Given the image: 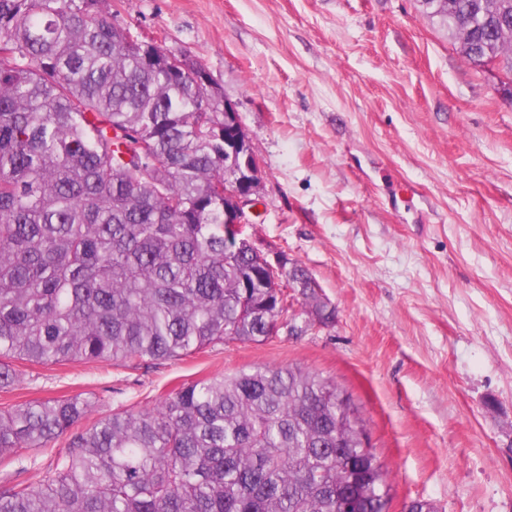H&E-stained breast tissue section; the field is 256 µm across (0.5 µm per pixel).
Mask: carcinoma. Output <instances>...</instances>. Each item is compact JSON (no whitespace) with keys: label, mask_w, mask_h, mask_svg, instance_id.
<instances>
[{"label":"carcinoma","mask_w":512,"mask_h":512,"mask_svg":"<svg viewBox=\"0 0 512 512\" xmlns=\"http://www.w3.org/2000/svg\"><path fill=\"white\" fill-rule=\"evenodd\" d=\"M102 0H0V388L15 363L179 360L336 320L301 266L275 273L224 233V113L188 56L131 38ZM512 98V0H419ZM301 302L302 311L293 309ZM96 401L0 413V457L66 450L0 512H367L390 486L349 396L298 366L182 382L79 427Z\"/></svg>","instance_id":"carcinoma-1"}]
</instances>
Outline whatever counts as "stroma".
Returning a JSON list of instances; mask_svg holds the SVG:
<instances>
[{"mask_svg": "<svg viewBox=\"0 0 512 512\" xmlns=\"http://www.w3.org/2000/svg\"><path fill=\"white\" fill-rule=\"evenodd\" d=\"M196 58L262 168L248 229L336 322L175 361L31 365L0 411L82 395L153 407L183 381L298 365L351 394L389 512H512V101L417 0H107ZM64 441L0 459L38 481Z\"/></svg>", "mask_w": 512, "mask_h": 512, "instance_id": "35a3bbf8", "label": "stroma"}]
</instances>
